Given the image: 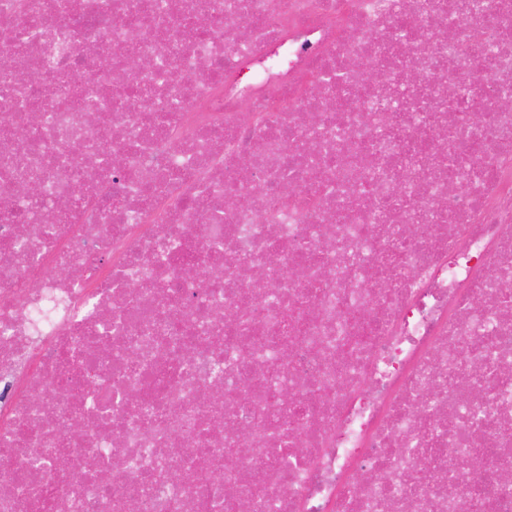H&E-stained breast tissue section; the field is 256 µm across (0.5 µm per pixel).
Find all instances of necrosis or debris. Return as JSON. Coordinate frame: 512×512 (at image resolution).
Instances as JSON below:
<instances>
[{
  "label": "necrosis or debris",
  "mask_w": 512,
  "mask_h": 512,
  "mask_svg": "<svg viewBox=\"0 0 512 512\" xmlns=\"http://www.w3.org/2000/svg\"><path fill=\"white\" fill-rule=\"evenodd\" d=\"M133 501L512 512V0H0V512Z\"/></svg>",
  "instance_id": "1"
}]
</instances>
